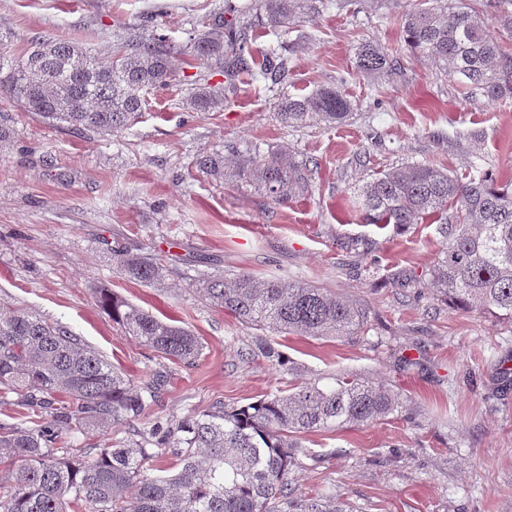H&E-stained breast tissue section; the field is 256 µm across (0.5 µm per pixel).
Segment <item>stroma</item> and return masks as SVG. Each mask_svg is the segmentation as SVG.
<instances>
[{
	"label": "stroma",
	"mask_w": 512,
	"mask_h": 512,
	"mask_svg": "<svg viewBox=\"0 0 512 512\" xmlns=\"http://www.w3.org/2000/svg\"><path fill=\"white\" fill-rule=\"evenodd\" d=\"M243 0H0V33L20 53L50 36L107 54L127 27L148 24L174 50L216 5ZM419 0H343L290 33L261 34L300 47L278 87L240 78L220 112L181 103L197 67L178 86L152 91L141 118L110 134L55 128L28 114L0 84V117L12 130L0 147V303L66 327L136 382L164 372L154 420L179 419L213 401L240 405L288 382L252 354L256 327L202 302L185 279L144 284L112 261L115 242H136L188 276L246 271L263 280L313 282L366 308L359 336L279 335L275 347L300 378L349 373L397 392L401 415L305 436L290 474L303 493L322 491L352 512H512V325L454 308L430 287L442 245L437 225L369 224L353 205L362 180L406 162L465 177L482 165L512 181V98L467 94L442 65L406 48L403 12ZM400 50L399 65L371 87L357 76L365 42ZM320 85L344 91L352 115L336 129L288 128L278 96ZM292 151L311 172L308 192L276 204L240 175L236 151ZM225 158L224 173L195 166ZM97 287L112 289L160 319H174L203 345L185 366L158 358L102 312Z\"/></svg>",
	"instance_id": "obj_1"
}]
</instances>
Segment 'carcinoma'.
<instances>
[{
    "label": "carcinoma",
    "instance_id": "1",
    "mask_svg": "<svg viewBox=\"0 0 512 512\" xmlns=\"http://www.w3.org/2000/svg\"><path fill=\"white\" fill-rule=\"evenodd\" d=\"M323 0H254L226 18L202 17L184 55L229 81L241 76L272 84L288 76L282 49L257 57L250 48L258 28L286 31L319 12ZM491 19L512 31V13L502 0H487ZM405 43L443 64L469 93L512 97V49L491 23L458 6L432 0L402 17ZM180 58L161 35L129 29L111 54L100 56L63 39L38 37L19 55L0 37V73L13 95L43 122L75 131L110 134L132 125L145 110V93L176 79ZM397 56L373 42L356 53L359 76L376 85L393 71ZM194 112H218L224 89L205 84L184 96ZM340 89L322 85L307 95L283 96L278 120L293 128H334L351 114ZM259 171L267 196L280 203L307 185L305 167L291 155L247 160ZM198 167L224 174V161L204 156ZM358 202L371 224L405 228L441 223L442 249L429 268L448 304L489 314L512 324V185L500 186L474 166L461 180L428 164L395 166L365 181ZM453 223H448V209ZM112 260L129 278L151 284L166 273L161 259L141 247L118 244ZM208 305L227 310L242 323L275 334L354 336L367 311L326 288L285 279L259 280L246 272L219 274L193 284ZM101 309L124 331L158 356L195 362L201 343L189 330L165 322L109 288H96ZM256 349L292 373L290 359L268 338ZM166 376L139 386L67 328L29 311L0 306V399L25 411L30 425L0 423V512H347L335 498L298 492L290 472L307 456L302 436L384 421L402 408L391 388L339 376L331 386L299 381L246 404L217 401L165 423L145 422L158 403ZM122 425L126 437L99 447L95 440ZM81 434L86 444L67 446ZM175 458L178 471L150 475L153 464Z\"/></svg>",
    "mask_w": 512,
    "mask_h": 512
}]
</instances>
